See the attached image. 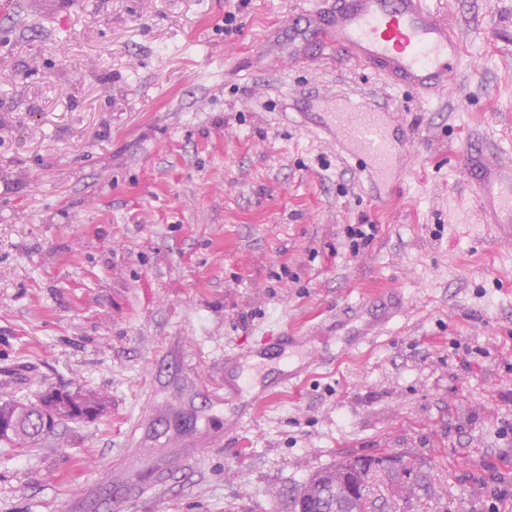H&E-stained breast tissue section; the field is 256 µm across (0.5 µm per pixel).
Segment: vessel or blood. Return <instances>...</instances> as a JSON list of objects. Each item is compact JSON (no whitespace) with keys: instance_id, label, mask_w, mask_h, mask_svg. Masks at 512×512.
<instances>
[{"instance_id":"obj_1","label":"vessel or blood","mask_w":512,"mask_h":512,"mask_svg":"<svg viewBox=\"0 0 512 512\" xmlns=\"http://www.w3.org/2000/svg\"><path fill=\"white\" fill-rule=\"evenodd\" d=\"M309 26L322 30L357 63L385 73L397 84L426 93L439 91L459 73V37L446 19L427 10L422 0H336L326 14L306 11ZM327 132L345 152L369 159L364 175L375 184L396 167L392 124L386 104L339 99L331 106ZM466 168L477 169L479 207L483 223L492 226L501 241L512 240V166L492 162L487 153L468 151L458 156ZM311 366L283 375L242 406L241 416L252 417L275 395L295 387Z\"/></svg>"}]
</instances>
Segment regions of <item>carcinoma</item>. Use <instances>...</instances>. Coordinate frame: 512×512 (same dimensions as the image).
I'll return each mask as SVG.
<instances>
[{"mask_svg":"<svg viewBox=\"0 0 512 512\" xmlns=\"http://www.w3.org/2000/svg\"><path fill=\"white\" fill-rule=\"evenodd\" d=\"M33 407V403L14 401L0 404L1 413L18 418V428L13 435L5 439V442L16 448H30L43 437L42 433L29 426ZM349 471L354 473L359 485L368 487L371 470L364 464V459L350 458L316 473L301 489L298 497L302 498L314 512H365V494L359 500L348 497L333 499L334 490L342 484L345 473Z\"/></svg>","mask_w":512,"mask_h":512,"instance_id":"carcinoma-1","label":"carcinoma"}]
</instances>
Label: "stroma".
Returning <instances> with one entry per match:
<instances>
[{
	"label": "stroma",
	"mask_w": 512,
	"mask_h": 512,
	"mask_svg": "<svg viewBox=\"0 0 512 512\" xmlns=\"http://www.w3.org/2000/svg\"><path fill=\"white\" fill-rule=\"evenodd\" d=\"M12 2L0 402L106 408L0 442V512H293L316 472L381 455L370 512H512V242L453 159L512 164V0H422L462 46L434 96L300 28L307 0ZM348 95L408 133L375 192L314 126ZM350 224L377 227L356 254ZM382 302L397 314L346 351L347 310ZM284 334L312 375L237 420L225 353L262 351L268 385Z\"/></svg>",
	"instance_id": "1"
}]
</instances>
